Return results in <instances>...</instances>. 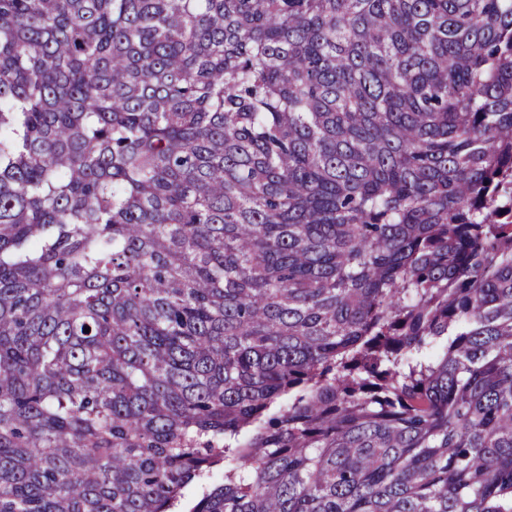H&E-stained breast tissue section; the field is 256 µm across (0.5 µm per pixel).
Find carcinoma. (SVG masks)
Here are the masks:
<instances>
[{"label":"carcinoma","mask_w":512,"mask_h":512,"mask_svg":"<svg viewBox=\"0 0 512 512\" xmlns=\"http://www.w3.org/2000/svg\"><path fill=\"white\" fill-rule=\"evenodd\" d=\"M0 512H512V0H0Z\"/></svg>","instance_id":"obj_1"}]
</instances>
